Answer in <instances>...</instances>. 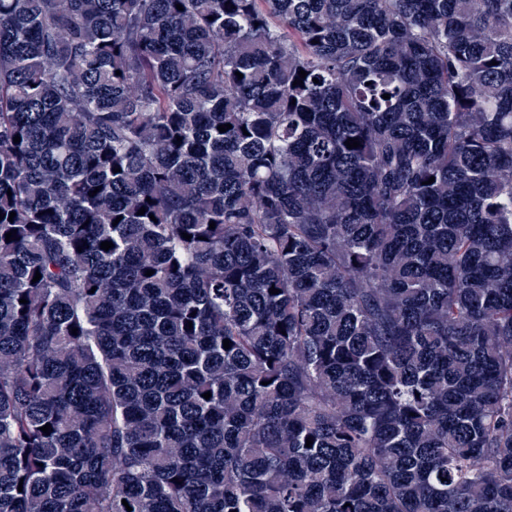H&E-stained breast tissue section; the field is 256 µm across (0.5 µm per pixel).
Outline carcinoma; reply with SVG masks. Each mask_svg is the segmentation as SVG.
Returning a JSON list of instances; mask_svg holds the SVG:
<instances>
[{
	"label": "carcinoma",
	"instance_id": "obj_1",
	"mask_svg": "<svg viewBox=\"0 0 512 512\" xmlns=\"http://www.w3.org/2000/svg\"><path fill=\"white\" fill-rule=\"evenodd\" d=\"M0 214V512H512V0H0Z\"/></svg>",
	"mask_w": 512,
	"mask_h": 512
}]
</instances>
